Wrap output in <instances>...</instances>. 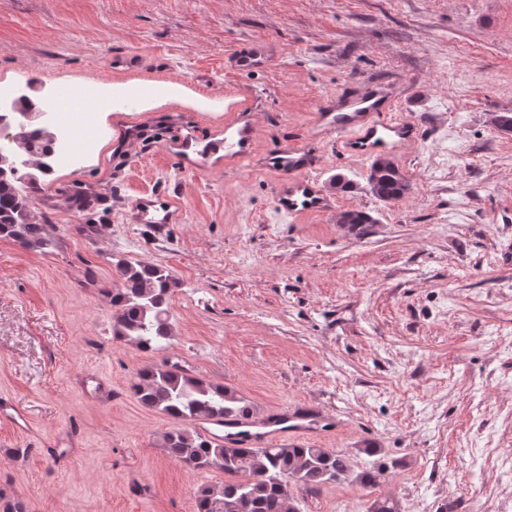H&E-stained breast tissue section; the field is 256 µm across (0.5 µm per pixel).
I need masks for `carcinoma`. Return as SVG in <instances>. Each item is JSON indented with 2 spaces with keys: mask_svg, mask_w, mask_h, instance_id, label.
Listing matches in <instances>:
<instances>
[{
  "mask_svg": "<svg viewBox=\"0 0 512 512\" xmlns=\"http://www.w3.org/2000/svg\"><path fill=\"white\" fill-rule=\"evenodd\" d=\"M22 147L0 146V237L23 247L47 253L55 239L45 225L34 221L30 200L41 188L42 178L53 173L55 136L46 125L30 122L22 131ZM372 194L384 202L401 198L409 183L391 161L372 165ZM119 285L110 290L117 316L113 335L142 350L161 348L172 336L171 305L180 283L164 266L142 261L117 265ZM132 389L140 403L184 422L199 418L245 416L251 405L230 387L197 378L182 365L167 361L139 368ZM163 445L175 462L194 469L218 467L224 482L204 484L197 490V512H298L288 488L316 492L331 482L354 478L365 487L378 485L388 472L387 463L352 474L350 458L339 451L312 445L275 444L264 448H226L195 429L173 428Z\"/></svg>",
  "mask_w": 512,
  "mask_h": 512,
  "instance_id": "cac0c4a2",
  "label": "carcinoma"
}]
</instances>
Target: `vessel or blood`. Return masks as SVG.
I'll list each match as a JSON object with an SVG mask.
<instances>
[{"instance_id": "vessel-or-blood-1", "label": "vessel or blood", "mask_w": 512, "mask_h": 512, "mask_svg": "<svg viewBox=\"0 0 512 512\" xmlns=\"http://www.w3.org/2000/svg\"><path fill=\"white\" fill-rule=\"evenodd\" d=\"M268 62L265 46L253 42L243 44L235 54L226 58L224 66L231 70H249L264 67ZM396 97L397 88L393 83L369 81L355 96L343 100L342 111L324 113L326 129L337 149L368 160L402 158L406 148L420 138L421 131L414 121L393 116ZM255 130V118L245 116L226 125L223 138L210 140L203 153L208 157L221 154L240 163L247 162L254 150ZM268 166L280 175L275 190V206L280 216L335 212L336 200L317 176V163L307 155L304 145L294 144L276 150L269 155ZM159 202L168 207L163 218L167 224L172 223L176 212L183 209L177 194L159 189L136 200L134 208L138 223H153L151 211ZM318 423L316 408L302 405L263 418H230L223 424L203 419L199 425L219 442L227 444L241 439L245 444L261 447L277 438L306 437Z\"/></svg>"}]
</instances>
